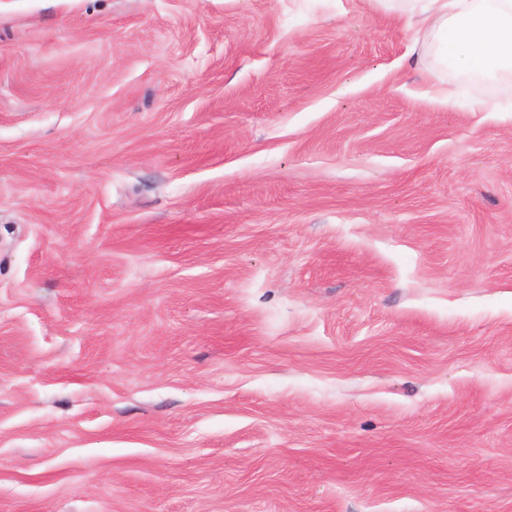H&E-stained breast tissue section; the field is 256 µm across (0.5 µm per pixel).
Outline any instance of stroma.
<instances>
[{"label":"stroma","mask_w":512,"mask_h":512,"mask_svg":"<svg viewBox=\"0 0 512 512\" xmlns=\"http://www.w3.org/2000/svg\"><path fill=\"white\" fill-rule=\"evenodd\" d=\"M511 102L393 0H0V512H512Z\"/></svg>","instance_id":"stroma-1"}]
</instances>
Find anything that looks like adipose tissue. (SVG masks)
Segmentation results:
<instances>
[{
	"mask_svg": "<svg viewBox=\"0 0 512 512\" xmlns=\"http://www.w3.org/2000/svg\"><path fill=\"white\" fill-rule=\"evenodd\" d=\"M404 15L408 28L427 34L443 66L512 75V0H409Z\"/></svg>",
	"mask_w": 512,
	"mask_h": 512,
	"instance_id": "1",
	"label": "adipose tissue"
}]
</instances>
